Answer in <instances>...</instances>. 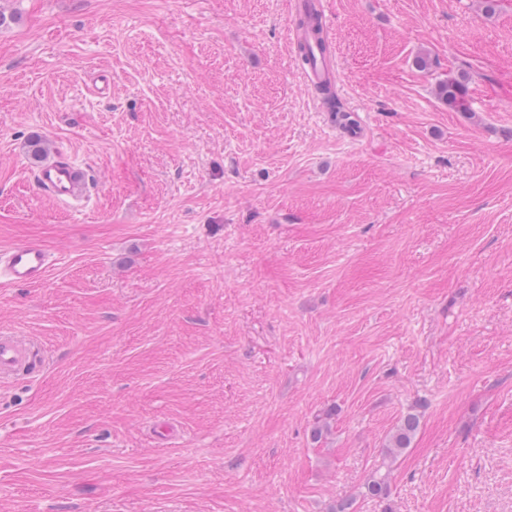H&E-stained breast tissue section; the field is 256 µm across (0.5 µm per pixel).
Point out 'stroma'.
Masks as SVG:
<instances>
[{
    "label": "stroma",
    "instance_id": "obj_1",
    "mask_svg": "<svg viewBox=\"0 0 512 512\" xmlns=\"http://www.w3.org/2000/svg\"><path fill=\"white\" fill-rule=\"evenodd\" d=\"M322 2L352 133L290 0H0V512H512V0ZM313 53L317 56L316 64L313 68L305 71L304 79L310 85L321 82L324 80H331L335 82L336 73L331 64L329 57L322 59L318 47L313 49ZM438 98L450 108H460L463 104L466 91L462 81L448 78L437 85ZM315 92L320 95L328 104L331 112H334L336 116V123L341 128H348L351 125L355 123V121L350 116V113L345 112L336 96V94L333 92L332 86L328 83H323L320 85H317L314 88ZM37 187L60 202L78 203L85 197L88 176L64 156L43 166L35 177ZM54 265V257L42 245L21 242L0 253V279L11 285H37ZM35 360L31 347L17 336H0V379L26 370ZM420 425V418L415 413H407L400 421L384 448L385 455L391 462L395 461L411 444Z\"/></svg>",
    "mask_w": 512,
    "mask_h": 512
}]
</instances>
